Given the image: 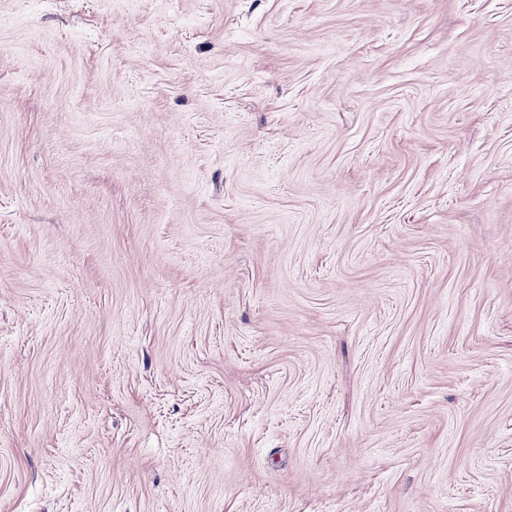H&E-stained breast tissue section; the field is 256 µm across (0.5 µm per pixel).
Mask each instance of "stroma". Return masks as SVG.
<instances>
[{
    "label": "stroma",
    "mask_w": 512,
    "mask_h": 512,
    "mask_svg": "<svg viewBox=\"0 0 512 512\" xmlns=\"http://www.w3.org/2000/svg\"><path fill=\"white\" fill-rule=\"evenodd\" d=\"M0 512H512V0H0Z\"/></svg>",
    "instance_id": "stroma-1"
}]
</instances>
